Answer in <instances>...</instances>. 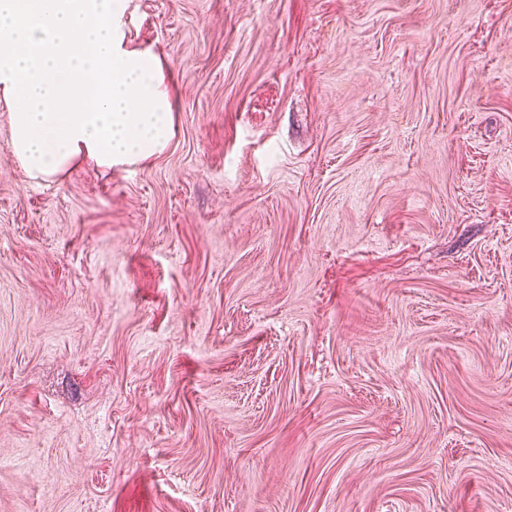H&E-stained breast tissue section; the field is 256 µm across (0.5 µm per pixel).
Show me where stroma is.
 <instances>
[{"label": "stroma", "instance_id": "35a3bbf8", "mask_svg": "<svg viewBox=\"0 0 512 512\" xmlns=\"http://www.w3.org/2000/svg\"><path fill=\"white\" fill-rule=\"evenodd\" d=\"M161 154L0 109V512H512V0H130Z\"/></svg>", "mask_w": 512, "mask_h": 512}]
</instances>
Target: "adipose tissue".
Returning <instances> with one entry per match:
<instances>
[{"label":"adipose tissue","mask_w":512,"mask_h":512,"mask_svg":"<svg viewBox=\"0 0 512 512\" xmlns=\"http://www.w3.org/2000/svg\"><path fill=\"white\" fill-rule=\"evenodd\" d=\"M128 0H0V105L26 175L84 159L127 167L162 152L172 106L158 57L131 46Z\"/></svg>","instance_id":"adipose-tissue-1"}]
</instances>
